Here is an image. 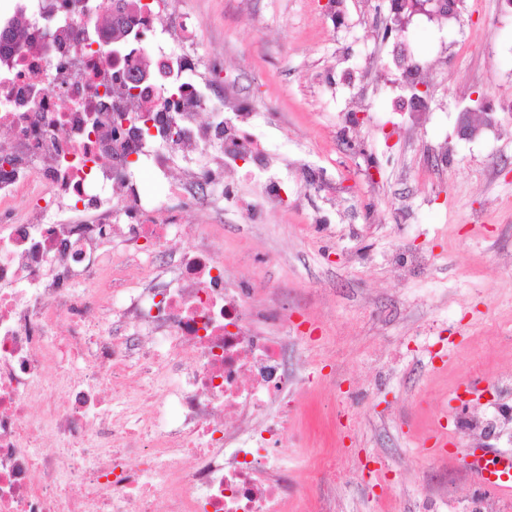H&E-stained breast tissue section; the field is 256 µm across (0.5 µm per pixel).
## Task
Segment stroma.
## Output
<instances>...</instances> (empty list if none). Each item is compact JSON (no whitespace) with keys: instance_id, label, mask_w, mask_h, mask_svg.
I'll return each mask as SVG.
<instances>
[{"instance_id":"obj_1","label":"stroma","mask_w":512,"mask_h":512,"mask_svg":"<svg viewBox=\"0 0 512 512\" xmlns=\"http://www.w3.org/2000/svg\"><path fill=\"white\" fill-rule=\"evenodd\" d=\"M194 25L210 95L251 107L248 131L288 201L246 213L214 196L168 207L211 225L236 280L274 286L266 300L306 337L288 367L313 383L297 397L288 450L297 466L348 446L388 467L382 490L351 473L327 480L333 512H486L505 501L434 455L438 420L462 384L512 368V8L463 0L447 26L413 16L386 33L391 0H175ZM428 90L412 115L408 61ZM495 109L485 125L481 103ZM470 111L478 135L459 136ZM426 256L407 264L410 253ZM266 264L248 263L251 255ZM347 390L351 408L334 405Z\"/></svg>"}]
</instances>
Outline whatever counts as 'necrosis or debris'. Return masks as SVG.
Wrapping results in <instances>:
<instances>
[{"instance_id": "1", "label": "necrosis or debris", "mask_w": 512, "mask_h": 512, "mask_svg": "<svg viewBox=\"0 0 512 512\" xmlns=\"http://www.w3.org/2000/svg\"><path fill=\"white\" fill-rule=\"evenodd\" d=\"M23 8L24 40L0 49V512H326L294 495L307 381L288 336L259 329L274 309L230 286L206 227L145 195L176 154L251 152L247 113L198 122L174 0L129 7L152 39L119 56L111 0ZM212 185L203 164L168 194L200 205ZM489 384L497 414L452 431L511 444L512 374Z\"/></svg>"}]
</instances>
